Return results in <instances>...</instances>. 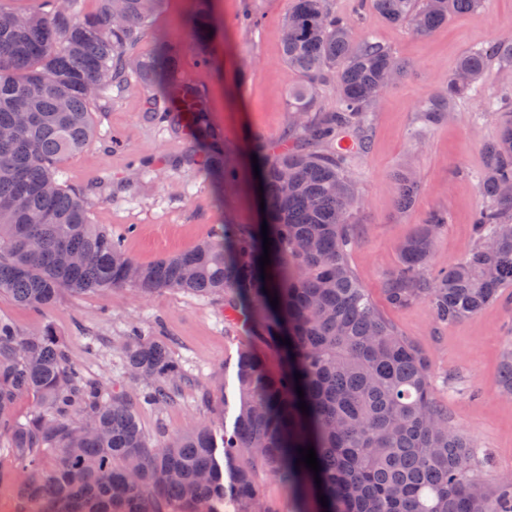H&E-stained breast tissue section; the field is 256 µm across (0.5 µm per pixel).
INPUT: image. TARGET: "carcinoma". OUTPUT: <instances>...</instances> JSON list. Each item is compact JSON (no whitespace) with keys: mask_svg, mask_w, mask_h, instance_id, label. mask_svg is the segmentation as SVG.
<instances>
[{"mask_svg":"<svg viewBox=\"0 0 512 512\" xmlns=\"http://www.w3.org/2000/svg\"><path fill=\"white\" fill-rule=\"evenodd\" d=\"M197 2L187 24L204 54L213 23L209 0ZM158 3L100 0L97 12L83 15L70 0H38L26 13L0 2V294L38 311L65 294L126 285L142 296L161 289L221 296L283 363L272 372L261 351L240 350L238 411L221 462L205 425L154 437L142 427L140 409L175 402L187 382L163 341L132 327L123 361L138 387L106 396L84 382L52 325L29 336L0 318V445L13 459L0 483L13 484L28 512H275L261 498L262 473L287 483L297 512H512V479L488 486L474 473L473 443L448 426L427 359L382 317L348 263L360 199L354 164L369 150L374 107L391 88L387 74L397 82L409 65L372 35L353 42L330 0H293L283 20L291 28L282 38L285 60L303 78L288 100L295 122L286 137L294 145L251 148L272 242L266 270L261 225L226 224L212 240L137 264L130 279L134 260L123 236L91 222L88 190L59 182L61 164L94 136L91 101L133 79L159 89L146 116L202 150L189 156L193 173L236 180L198 88L175 77L178 50L134 53ZM480 4L374 0L373 7L427 35ZM494 64L512 68L511 39L464 55L445 87L420 102L421 126L442 123ZM327 84L338 94L333 112L317 105ZM498 116L500 134L483 147L473 245L448 269L431 271L448 214L429 213L398 246L399 266L385 288L390 304L424 302L448 324L497 302L512 282V196L502 192L512 184V111ZM395 179L398 210L408 212L420 184L407 169ZM499 385L512 394L511 349ZM23 394L37 396L42 411L17 416ZM309 445L317 474L296 464Z\"/></svg>","mask_w":512,"mask_h":512,"instance_id":"obj_1","label":"carcinoma"}]
</instances>
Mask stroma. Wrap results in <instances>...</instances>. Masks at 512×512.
<instances>
[{"label": "stroma", "mask_w": 512, "mask_h": 512, "mask_svg": "<svg viewBox=\"0 0 512 512\" xmlns=\"http://www.w3.org/2000/svg\"><path fill=\"white\" fill-rule=\"evenodd\" d=\"M291 5L292 0H211L214 33L202 57L184 27L195 0H161L135 48L144 56L166 43L178 48L182 76L195 83L210 123L224 133V157L239 172L234 183L217 186L182 165L194 144L143 111L156 88L134 81L93 101L97 135L65 162L62 179L75 188L107 181V188L89 200L90 219L124 235L135 261L149 263L188 250L227 224L258 223L250 149L256 142L283 144L293 120L288 97L302 82L281 51V22ZM332 5L348 19L353 41L375 35L412 65L381 98L370 150L355 168L362 203L350 264L384 319L427 357L436 399L447 407L449 424L471 439L480 477L490 484L512 477V395L498 388L501 355L512 346V285L494 305L448 325L437 323L426 303L395 307L385 296L387 278L399 265L398 243L430 212L448 215L430 257L432 269L448 268L473 242L472 217L481 204L475 175L484 143L498 134L497 116L486 105L512 84V69L490 67L479 94L462 100L435 127L421 128L417 109L470 49L512 37V0H484L477 10L450 15L426 36L387 22L371 10L370 0H332ZM247 10L259 17L257 29L234 26ZM145 157L151 160L150 173L135 175L134 166ZM405 166L421 190L413 209L402 213L392 175ZM0 317L26 333L51 324L86 379L107 394L129 385L121 346L131 326L166 340L189 381L174 405L141 410V424L152 436L173 435L194 423L207 424L219 436L232 430L238 354L248 346L264 349L259 337L225 319L222 299L170 289L145 299L130 286L102 295H66L41 313L0 295ZM264 351L269 367L278 368L277 353ZM218 380L224 383L220 416L210 413L203 398Z\"/></svg>", "instance_id": "obj_1"}]
</instances>
